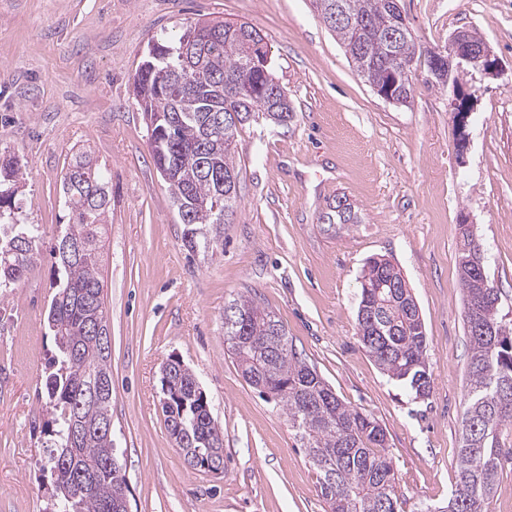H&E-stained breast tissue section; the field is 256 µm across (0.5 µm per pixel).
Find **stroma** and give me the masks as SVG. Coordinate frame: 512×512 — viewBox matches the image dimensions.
<instances>
[{
	"label": "stroma",
	"instance_id": "obj_1",
	"mask_svg": "<svg viewBox=\"0 0 512 512\" xmlns=\"http://www.w3.org/2000/svg\"><path fill=\"white\" fill-rule=\"evenodd\" d=\"M421 48L477 32L500 74L461 81L475 109L455 149L445 88L415 81L409 106L357 76L309 0H0V152L22 159L17 202L40 225L44 255L0 293V512H44L49 419L38 376L55 351L43 323L48 255L65 210L60 179L74 153L108 171L112 206L101 276L112 343V443L131 512H329L317 474L282 410L233 365L224 305L248 291L285 325L348 405L374 416L400 479L405 512L447 503L457 480L469 336L458 223L469 218L482 264L512 324V0H400ZM220 19L261 31L293 116L239 130V202L224 246L187 252L157 172L131 79L152 41L185 22ZM346 197L360 221L321 220ZM408 281L427 334L430 393L390 381L357 329L367 259ZM180 357L224 430V474L190 469L169 438L161 372Z\"/></svg>",
	"mask_w": 512,
	"mask_h": 512
}]
</instances>
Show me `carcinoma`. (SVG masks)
<instances>
[{
    "label": "carcinoma",
    "instance_id": "cac0c4a2",
    "mask_svg": "<svg viewBox=\"0 0 512 512\" xmlns=\"http://www.w3.org/2000/svg\"><path fill=\"white\" fill-rule=\"evenodd\" d=\"M319 17L336 14L329 27L357 75L369 85L392 83V103L411 98L413 79H390L394 58L413 54L415 38L403 34L402 14L392 0H314ZM186 26L175 40L158 39L133 78L157 171L167 180L172 205L183 225L182 242L192 253L214 251L224 242V212L239 201L235 162L239 127L262 118L288 123L293 109L275 81L264 36L255 27L216 21ZM239 113L238 123L219 125L217 115ZM21 160L0 153V225L20 231L0 241V288L17 285L42 254V231L20 216L15 197ZM67 223L50 250L55 279L47 321L56 351L43 378L45 405L53 417L46 430V465L51 498L69 512H114L128 483L112 448V395L98 394L102 379L112 380L110 337L97 330L106 319L100 249L111 207L108 181L87 153L75 155L61 179ZM327 224L347 229L359 223L351 204H337ZM469 235L461 233L460 281L464 322L470 336L467 393L462 416L458 479L448 499L453 512H487L499 477V436L512 426V326L498 316L499 295L486 304L469 293V280L487 279L481 258L469 257ZM386 258H370L360 281L357 325L363 348L386 376L413 391L430 393L427 335L412 289ZM228 305L242 317L238 328H224L233 362L245 381H260L259 393L272 399L288 420L319 476L320 494L330 512H404L400 480L385 454L386 433L370 414L345 404L307 358L288 340L275 315L255 299L238 294ZM179 397L165 393V422L183 424L193 442L170 432L185 461L195 454L224 458V432L209 401L196 397L197 380L187 368L175 369ZM336 459L333 476L321 457Z\"/></svg>",
    "mask_w": 512,
    "mask_h": 512
}]
</instances>
